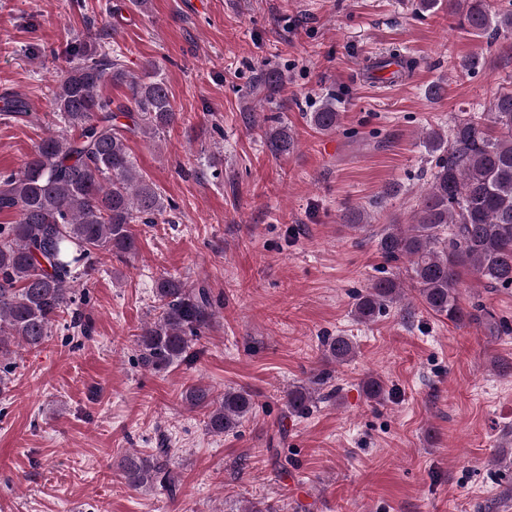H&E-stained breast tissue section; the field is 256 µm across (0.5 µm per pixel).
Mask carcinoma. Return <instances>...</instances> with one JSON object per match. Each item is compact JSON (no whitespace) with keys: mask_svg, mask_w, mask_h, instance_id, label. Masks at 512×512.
I'll return each mask as SVG.
<instances>
[{"mask_svg":"<svg viewBox=\"0 0 512 512\" xmlns=\"http://www.w3.org/2000/svg\"><path fill=\"white\" fill-rule=\"evenodd\" d=\"M448 9L478 38L512 39V3L496 14L485 0H448ZM153 70L150 62L136 76L124 67L119 50L78 41L52 91L60 131L44 138L20 170L0 177V211L16 216L0 224V356L12 346L40 348L67 312L73 323L80 322L82 312L72 308L73 283L88 272L94 255L136 254L131 225L153 224L167 212L164 197L137 169L128 147L130 136L159 135L176 120L168 86ZM112 84L128 87L127 103L114 107L103 95ZM489 112L455 118L448 136L426 134L424 147L437 158L412 223L388 224L378 239L385 262L407 260L425 308L454 324L484 310L479 303L470 311L462 305L460 269L475 274L485 288H512V89L499 92ZM308 116L317 130L335 131L336 98H322ZM264 138L275 155L295 148L291 129L277 117ZM368 218L362 206L344 216L352 229L365 228ZM155 297L161 312L137 338L138 360L161 373L190 360L191 339L210 325L214 311L206 288H189L173 277L158 281ZM403 299L397 280L379 277L354 293L352 313L361 323L372 322ZM486 315L491 335L512 333L507 320ZM324 351L338 364L356 356L354 342L343 335L324 339ZM183 402L191 411H204L206 431L218 437L238 432L255 409L244 388H227L217 399L209 387L193 384ZM284 402L288 414L301 418L318 398L298 385L288 388ZM120 469L136 488L174 485L165 448L155 455L131 452Z\"/></svg>","mask_w":512,"mask_h":512,"instance_id":"1","label":"carcinoma"}]
</instances>
